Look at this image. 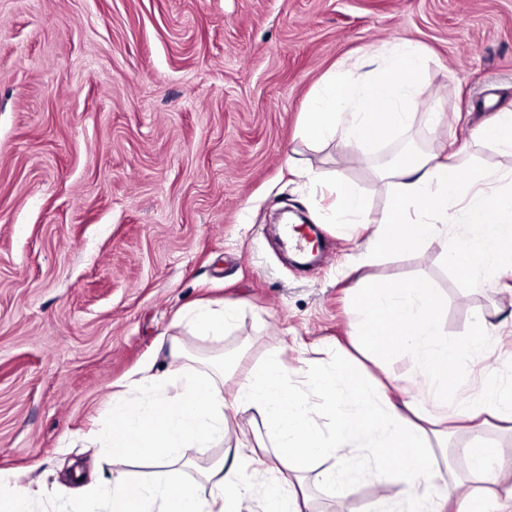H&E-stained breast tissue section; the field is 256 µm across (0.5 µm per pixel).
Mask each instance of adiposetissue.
Returning a JSON list of instances; mask_svg holds the SVG:
<instances>
[{
    "label": "adipose tissue",
    "mask_w": 512,
    "mask_h": 512,
    "mask_svg": "<svg viewBox=\"0 0 512 512\" xmlns=\"http://www.w3.org/2000/svg\"><path fill=\"white\" fill-rule=\"evenodd\" d=\"M362 65L379 76L357 86L337 75L310 100L304 134L314 144L341 151L371 144L389 130L409 125L415 81L426 65L417 47L386 54L368 53ZM394 195L372 225L369 251H415L441 243L460 276L474 287L487 278L512 274L501 245L512 238V172L486 164L461 172L434 153L401 157L382 169ZM479 227L477 237L452 236L448 225ZM443 299L424 279L405 284H367L358 289L349 324L360 346L378 362L381 379L367 383L346 358L329 365L305 361L288 368L279 352L242 374L233 393L215 373L187 367L180 346H171L161 374L142 367L132 392L112 395V426L93 437L116 461L144 459L171 467L190 446L224 440L240 415L260 421L269 440L262 450L225 449L202 479L181 473L134 481L124 472L104 484H84L86 504L103 503L106 512H316L306 479L315 460L335 458L317 473L316 484L343 493L357 478L371 481L379 497L372 512H512V450L479 449L481 409L512 422V379L498 376L484 384L478 404L455 399L467 365V350H481L487 324H480L469 347L442 334ZM406 356L412 379L396 378L390 363ZM470 421L474 438L465 450L468 468L448 466V418ZM209 497L200 494L201 484Z\"/></svg>",
    "instance_id": "1"
}]
</instances>
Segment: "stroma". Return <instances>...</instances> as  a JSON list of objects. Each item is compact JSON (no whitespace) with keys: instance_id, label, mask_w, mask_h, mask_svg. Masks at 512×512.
I'll list each match as a JSON object with an SVG mask.
<instances>
[{"instance_id":"obj_1","label":"stroma","mask_w":512,"mask_h":512,"mask_svg":"<svg viewBox=\"0 0 512 512\" xmlns=\"http://www.w3.org/2000/svg\"><path fill=\"white\" fill-rule=\"evenodd\" d=\"M409 43L427 65L413 119L367 150L314 145L309 100L332 73ZM436 107L437 123L426 112ZM512 109V0H0V471L52 488L35 512L80 498L115 468L147 479L145 460L115 465L89 436L112 422V394L146 362L168 365L180 343L226 362L225 391L279 350L289 366L352 344L359 280H431L445 299V336L471 354L460 395L512 366V276L465 283L443 248L382 251L350 275L368 230L342 228L326 190L304 174L353 185L370 220L390 203L380 175L407 151L454 154L461 169L512 152L469 140ZM303 212L322 249L293 262L270 226ZM239 299L223 336L195 335L193 305ZM319 512H365L377 489L313 487Z\"/></svg>"}]
</instances>
